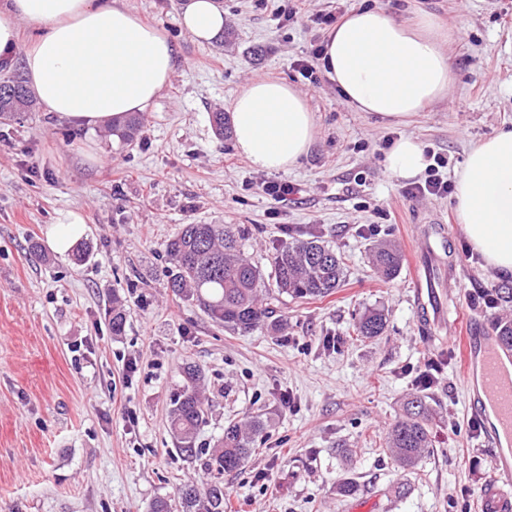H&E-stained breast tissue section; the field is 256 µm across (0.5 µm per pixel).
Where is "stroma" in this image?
I'll list each match as a JSON object with an SVG mask.
<instances>
[{
    "instance_id": "obj_1",
    "label": "stroma",
    "mask_w": 512,
    "mask_h": 512,
    "mask_svg": "<svg viewBox=\"0 0 512 512\" xmlns=\"http://www.w3.org/2000/svg\"><path fill=\"white\" fill-rule=\"evenodd\" d=\"M124 2L179 52L137 140L36 107L0 124V512H149L180 485L211 481L209 450L225 425L256 415L265 432L242 471L224 474L225 512L367 503L373 512H481L494 448L475 428L447 326L430 333L418 321L421 230L439 223L451 237L443 314L492 326L512 307L485 305L480 293L512 288V278L472 254L453 196H408L385 153L415 137L447 159L450 178L472 144L512 126V0H224V38L207 45L181 28V0ZM415 5L453 34L454 83L411 123L355 111L327 78L313 85L294 68L326 35L312 14L371 6L405 21ZM265 76L303 92L317 118L315 144L288 172L253 169L211 121ZM264 181L301 193L279 204L260 191ZM72 215L84 232L71 253L56 254L48 233ZM186 224L240 225L242 250L265 270L284 238L320 236L342 256L345 281L320 300L281 296L280 333L225 329L166 286V243ZM384 239L403 258L389 280L368 259ZM116 295L126 313L119 336ZM373 308L387 318L384 335L357 339L355 319ZM440 358L432 394L445 422L430 453L405 470L383 438ZM187 363L202 369L209 399L193 458L168 427ZM347 481L358 486L349 496L339 490Z\"/></svg>"
}]
</instances>
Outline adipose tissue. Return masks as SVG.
<instances>
[{
    "label": "adipose tissue",
    "instance_id": "1",
    "mask_svg": "<svg viewBox=\"0 0 512 512\" xmlns=\"http://www.w3.org/2000/svg\"><path fill=\"white\" fill-rule=\"evenodd\" d=\"M179 21L194 40L212 42L223 34L226 15L221 0H183ZM24 24L37 35L23 45ZM450 40L428 10L397 21L380 8L361 7L327 32L320 63L355 111L401 125L447 97L454 81ZM177 55L175 43L124 0H0V61L21 67L42 111L78 127L147 112L169 85ZM230 122L236 149L259 171L296 167L317 135L306 96L279 79L251 80L235 98ZM428 164L411 136L386 154L388 172L401 179ZM454 198L471 251L486 269L512 277V127L469 149Z\"/></svg>",
    "mask_w": 512,
    "mask_h": 512
}]
</instances>
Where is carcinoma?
<instances>
[{
  "label": "carcinoma",
  "mask_w": 512,
  "mask_h": 512,
  "mask_svg": "<svg viewBox=\"0 0 512 512\" xmlns=\"http://www.w3.org/2000/svg\"><path fill=\"white\" fill-rule=\"evenodd\" d=\"M8 81L21 93L0 95V120L10 122L31 107V100L20 76ZM142 120L131 115L112 127V135L123 143L134 141L141 133ZM240 235L233 224H186L166 244L170 262L167 288L181 300L197 306L214 323L244 331L261 326L272 330L282 319L269 307L277 295L294 298H322L332 294L343 281L341 256L318 237L296 240L276 249L271 255L272 275L240 249ZM372 264L389 279L400 270L402 255L395 245L382 242L370 251ZM125 313L120 300L112 299V335L124 331ZM387 319L383 311H365L354 331L365 339L383 335ZM499 344L512 350V318L493 324ZM184 384L170 413V429L179 449L194 448L195 435L204 422L201 396L202 370L187 363L182 367ZM433 397L414 392L404 404L402 416L389 428L386 451L402 468H411L433 447L437 412ZM265 421L253 416L244 422H231L214 444L208 466L218 473L241 469L252 454L256 438L264 431ZM150 512H224V484L204 487L185 484L172 498H159Z\"/></svg>",
  "instance_id": "1"
}]
</instances>
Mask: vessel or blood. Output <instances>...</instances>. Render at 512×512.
Listing matches in <instances>:
<instances>
[{
	"mask_svg": "<svg viewBox=\"0 0 512 512\" xmlns=\"http://www.w3.org/2000/svg\"><path fill=\"white\" fill-rule=\"evenodd\" d=\"M449 235L440 229L425 241L424 250L437 270L447 266L446 243ZM445 279L425 273L416 283V307L426 328H435L440 320L435 294L445 286ZM464 389L471 413L483 417L493 410L496 423L486 428L487 437L503 435L512 439V373L505 371L504 363L512 364V351L496 344L492 337L466 333L460 337ZM492 481L482 489L483 512H512V458L497 453L491 458Z\"/></svg>",
	"mask_w": 512,
	"mask_h": 512,
	"instance_id": "b4317fda",
	"label": "vessel or blood"
}]
</instances>
